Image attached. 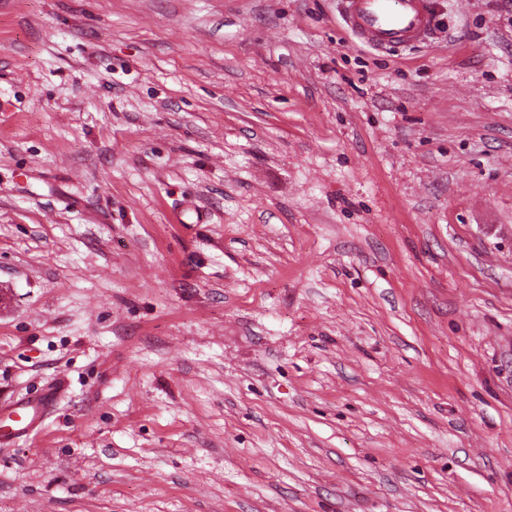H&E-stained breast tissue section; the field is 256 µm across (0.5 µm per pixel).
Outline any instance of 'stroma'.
<instances>
[{
	"mask_svg": "<svg viewBox=\"0 0 512 512\" xmlns=\"http://www.w3.org/2000/svg\"><path fill=\"white\" fill-rule=\"evenodd\" d=\"M0 0V512H512V0ZM348 31L379 51L427 43L436 30L433 0H339ZM55 399V393L47 390L36 400L15 401L0 411V442H14L28 436Z\"/></svg>",
	"mask_w": 512,
	"mask_h": 512,
	"instance_id": "35a3bbf8",
	"label": "stroma"
}]
</instances>
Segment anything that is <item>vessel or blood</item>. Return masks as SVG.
I'll return each instance as SVG.
<instances>
[{"instance_id":"obj_1","label":"vessel or blood","mask_w":512,"mask_h":512,"mask_svg":"<svg viewBox=\"0 0 512 512\" xmlns=\"http://www.w3.org/2000/svg\"><path fill=\"white\" fill-rule=\"evenodd\" d=\"M341 17L353 37L379 50L429 42L436 30L434 0H339ZM56 399L19 400L0 410V442L28 436Z\"/></svg>"}]
</instances>
